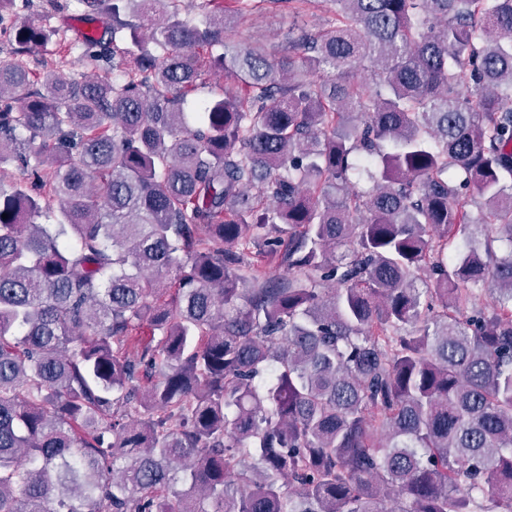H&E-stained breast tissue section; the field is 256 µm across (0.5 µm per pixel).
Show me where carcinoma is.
<instances>
[{"label": "carcinoma", "instance_id": "1", "mask_svg": "<svg viewBox=\"0 0 512 512\" xmlns=\"http://www.w3.org/2000/svg\"><path fill=\"white\" fill-rule=\"evenodd\" d=\"M264 1L0 58V512H512V0ZM299 14L288 10V7L271 6L266 10L240 21L238 39L252 42L260 39L269 45H278L285 41L288 30L303 23H323L329 15L331 5L328 0H312L303 4ZM18 59L33 71L55 69L67 77L79 78L83 73L89 75L91 69H85L78 52H71L63 41L53 38L43 47L17 55Z\"/></svg>", "mask_w": 512, "mask_h": 512}]
</instances>
